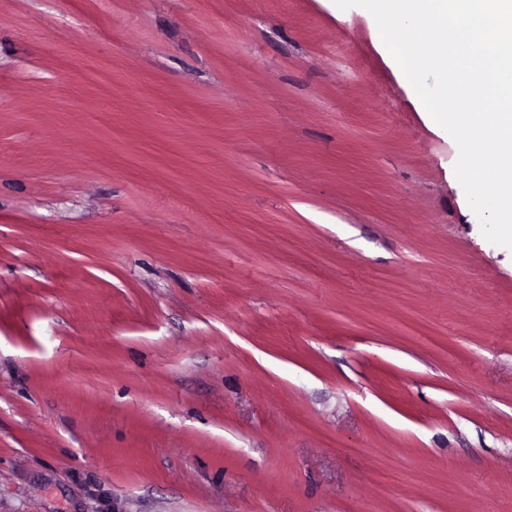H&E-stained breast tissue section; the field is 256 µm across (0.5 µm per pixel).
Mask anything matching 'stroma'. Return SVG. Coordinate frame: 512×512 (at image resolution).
Masks as SVG:
<instances>
[{
	"label": "stroma",
	"instance_id": "35a3bbf8",
	"mask_svg": "<svg viewBox=\"0 0 512 512\" xmlns=\"http://www.w3.org/2000/svg\"><path fill=\"white\" fill-rule=\"evenodd\" d=\"M457 157L363 8L0 0V512H512Z\"/></svg>",
	"mask_w": 512,
	"mask_h": 512
}]
</instances>
